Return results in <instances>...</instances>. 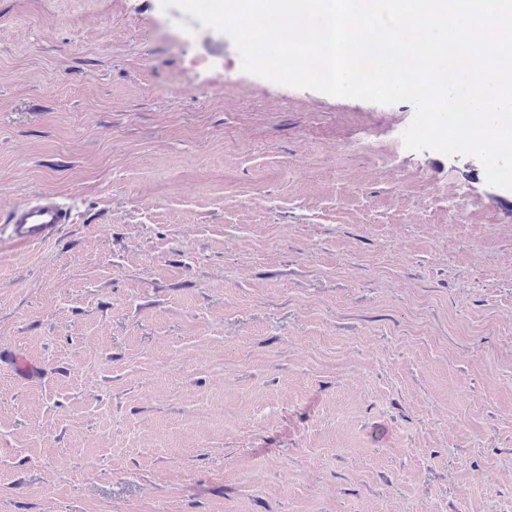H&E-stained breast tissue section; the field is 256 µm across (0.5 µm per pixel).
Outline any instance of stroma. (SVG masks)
I'll return each instance as SVG.
<instances>
[{
    "instance_id": "35a3bbf8",
    "label": "stroma",
    "mask_w": 512,
    "mask_h": 512,
    "mask_svg": "<svg viewBox=\"0 0 512 512\" xmlns=\"http://www.w3.org/2000/svg\"><path fill=\"white\" fill-rule=\"evenodd\" d=\"M411 103L161 0H0V512H512V190ZM70 208L50 195L25 199L13 206L4 218L6 239L13 245L44 242L57 234L64 224L73 223Z\"/></svg>"
}]
</instances>
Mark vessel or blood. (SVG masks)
Listing matches in <instances>:
<instances>
[{
  "instance_id": "b4317fda",
  "label": "vessel or blood",
  "mask_w": 512,
  "mask_h": 512,
  "mask_svg": "<svg viewBox=\"0 0 512 512\" xmlns=\"http://www.w3.org/2000/svg\"><path fill=\"white\" fill-rule=\"evenodd\" d=\"M73 221L72 211L64 203L50 195H39L13 206L0 226L11 244L26 246L52 238L63 225Z\"/></svg>"
}]
</instances>
